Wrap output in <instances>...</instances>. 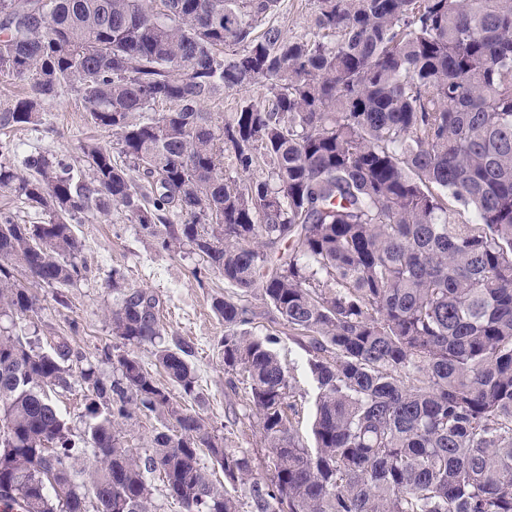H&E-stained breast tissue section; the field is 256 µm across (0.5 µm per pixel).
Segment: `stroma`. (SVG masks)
<instances>
[{"label":"stroma","mask_w":512,"mask_h":512,"mask_svg":"<svg viewBox=\"0 0 512 512\" xmlns=\"http://www.w3.org/2000/svg\"><path fill=\"white\" fill-rule=\"evenodd\" d=\"M313 10V0H283L272 23L288 37L301 38L312 28ZM41 112V126H0V138L10 140L15 147V161L42 152L67 158L79 172L84 168L81 142L93 140L111 149L116 146L111 132L93 125L83 99L74 89H65L59 97L45 101ZM75 233L83 244L80 259L87 270L67 289L65 303L57 302L52 288H37L41 311L27 322L26 334L46 351L58 337H68L72 348L83 356L82 361L73 362V371H80L83 361L88 360L97 363L100 377L111 378L112 366L103 362L102 356L116 343L109 321L114 297L111 283L113 269H121L126 286L147 288L158 296L159 318L168 335L185 337L195 345L192 363L203 399L188 403V411L203 416L233 447L246 449L255 463H263L265 447L245 390L228 388V374L218 352L224 321L215 314L212 300L224 292L223 277L214 274L207 282L197 283L193 270L199 257L191 246L159 250L154 238L119 208L105 216L86 217L76 224ZM251 330L259 336L276 332L274 350L287 368L292 386V430L304 447H313L311 426L317 388L304 350L287 329H274L269 316L257 317Z\"/></svg>","instance_id":"1"}]
</instances>
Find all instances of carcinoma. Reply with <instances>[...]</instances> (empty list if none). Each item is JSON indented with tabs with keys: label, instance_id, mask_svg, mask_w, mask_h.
<instances>
[{
	"label": "carcinoma",
	"instance_id": "1",
	"mask_svg": "<svg viewBox=\"0 0 512 512\" xmlns=\"http://www.w3.org/2000/svg\"><path fill=\"white\" fill-rule=\"evenodd\" d=\"M281 2L0 0L19 19L0 28V75L31 80L0 123L38 124L71 87L129 160L85 141L78 176L39 152L19 167L0 142V313L30 320L36 286L63 296L82 277L72 223L126 210L159 249L191 245L197 281L224 278L218 347L266 448L257 475L128 349L105 354L110 381L81 370L78 437L52 399L72 385L68 339L0 333L3 512H87L89 496L152 512L154 474L182 512H512V0H313L311 36L255 34ZM257 81L267 102L213 124L207 101ZM11 198L49 219L19 223ZM123 281L112 270V335L155 347L201 400L193 343H162L158 298ZM256 290L307 354L312 451L276 335L248 330ZM138 412L174 422L144 457L120 437Z\"/></svg>",
	"mask_w": 512,
	"mask_h": 512
}]
</instances>
